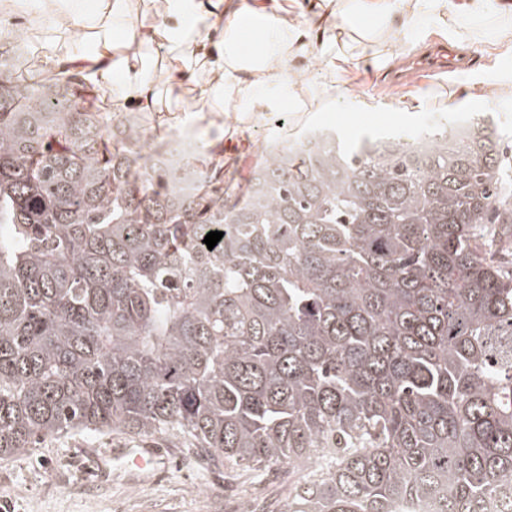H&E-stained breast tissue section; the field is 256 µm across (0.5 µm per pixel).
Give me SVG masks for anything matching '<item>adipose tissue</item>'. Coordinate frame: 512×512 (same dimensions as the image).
Listing matches in <instances>:
<instances>
[{"mask_svg": "<svg viewBox=\"0 0 512 512\" xmlns=\"http://www.w3.org/2000/svg\"><path fill=\"white\" fill-rule=\"evenodd\" d=\"M27 9L49 23V68L105 89L110 111L206 122L207 156L226 113L316 111L339 69H385L411 35L512 57V0H0Z\"/></svg>", "mask_w": 512, "mask_h": 512, "instance_id": "obj_1", "label": "adipose tissue"}]
</instances>
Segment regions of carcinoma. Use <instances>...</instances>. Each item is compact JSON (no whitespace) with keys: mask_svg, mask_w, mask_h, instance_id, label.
Segmentation results:
<instances>
[{"mask_svg":"<svg viewBox=\"0 0 512 512\" xmlns=\"http://www.w3.org/2000/svg\"><path fill=\"white\" fill-rule=\"evenodd\" d=\"M0 57V456L71 430L175 432L214 465L315 456L287 512H484L512 481V198L499 135L284 146L247 201L139 112ZM224 232L213 249L203 243ZM211 266L209 277L195 270ZM448 496V487L443 486L437 495L424 496L413 501L403 502L397 508L398 511L406 512H438L440 502Z\"/></svg>","mask_w":512,"mask_h":512,"instance_id":"1","label":"carcinoma"}]
</instances>
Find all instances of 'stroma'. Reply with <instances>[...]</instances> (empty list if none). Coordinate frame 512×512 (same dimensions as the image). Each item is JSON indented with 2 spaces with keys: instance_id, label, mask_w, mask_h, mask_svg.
Returning a JSON list of instances; mask_svg holds the SVG:
<instances>
[{
  "instance_id": "stroma-1",
  "label": "stroma",
  "mask_w": 512,
  "mask_h": 512,
  "mask_svg": "<svg viewBox=\"0 0 512 512\" xmlns=\"http://www.w3.org/2000/svg\"><path fill=\"white\" fill-rule=\"evenodd\" d=\"M489 54L471 52L460 72L406 76L404 66L394 74L372 68L346 69L336 75L337 102L327 112H269L258 119L241 115L224 120V150L231 156L225 168V201L238 199L249 184L252 170L267 158L266 146L297 140L312 125L335 126L349 145L381 134L416 132L431 117L482 116L500 136L505 163L512 172V95L469 96L458 82L460 74L481 70ZM162 460L141 494L152 512H208L211 501L232 492L247 498L261 486V473L229 469L217 474L199 462L179 438L166 434L153 438ZM137 439L117 429L98 432L73 430L40 442L36 448L0 459V506L8 512H121L128 488L121 478L87 477V455L103 448L136 444Z\"/></svg>"
}]
</instances>
